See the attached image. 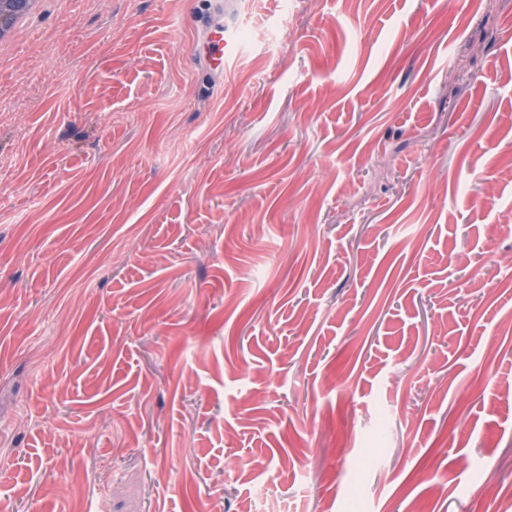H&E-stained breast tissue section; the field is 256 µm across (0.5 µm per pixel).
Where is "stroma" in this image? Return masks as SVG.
Here are the masks:
<instances>
[{
    "instance_id": "1",
    "label": "stroma",
    "mask_w": 512,
    "mask_h": 512,
    "mask_svg": "<svg viewBox=\"0 0 512 512\" xmlns=\"http://www.w3.org/2000/svg\"><path fill=\"white\" fill-rule=\"evenodd\" d=\"M213 21L45 0L0 48V512H490L512 0H241L220 77ZM237 40L233 31L224 22L211 29L207 26L199 41L193 44L194 54L202 59L205 66L217 75L224 74V62L236 48Z\"/></svg>"
}]
</instances>
